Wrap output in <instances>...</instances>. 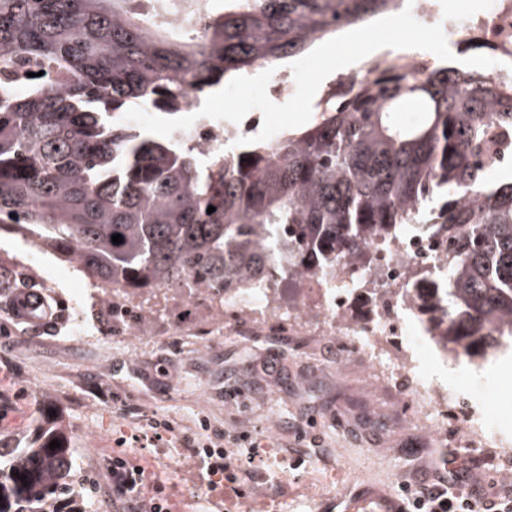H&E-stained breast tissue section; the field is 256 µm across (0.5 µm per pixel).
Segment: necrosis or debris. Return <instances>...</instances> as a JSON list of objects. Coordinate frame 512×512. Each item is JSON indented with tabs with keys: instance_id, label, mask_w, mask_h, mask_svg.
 I'll list each match as a JSON object with an SVG mask.
<instances>
[{
	"instance_id": "necrosis-or-debris-1",
	"label": "necrosis or debris",
	"mask_w": 512,
	"mask_h": 512,
	"mask_svg": "<svg viewBox=\"0 0 512 512\" xmlns=\"http://www.w3.org/2000/svg\"><path fill=\"white\" fill-rule=\"evenodd\" d=\"M412 14L422 24L442 25L455 56L477 50L495 59L492 73L512 87V0H485L479 11L454 15L445 13L439 0H413ZM434 64L433 53L425 50L377 52L365 57L345 82H329L325 90L342 95L349 82L370 80L389 67L423 77ZM200 108V94L189 91L180 110L196 120L189 130L175 131L173 137L201 160L231 151L239 138L261 129L260 111H250L235 124L200 116ZM439 240V235L407 226L390 246L370 244L366 255L343 257L312 273L287 272L276 259L262 280L220 292L187 278L175 286L147 291L119 283L99 288L87 283L66 295L46 274L43 250H29L22 263L67 307L71 336L93 335L95 325L87 316L91 308L129 319L133 336L145 335L148 325L163 321L173 309L187 314L172 325L173 332L183 336H246L251 329L269 326L292 336L335 340L337 360L358 355L372 372L384 370L392 360L406 374L417 355L441 343L448 324L447 308L438 295L447 285L445 251Z\"/></svg>"
}]
</instances>
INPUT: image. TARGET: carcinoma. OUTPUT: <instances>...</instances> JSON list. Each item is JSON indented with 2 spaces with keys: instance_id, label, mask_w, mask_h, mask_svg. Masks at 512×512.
<instances>
[{
  "instance_id": "cac0c4a2",
  "label": "carcinoma",
  "mask_w": 512,
  "mask_h": 512,
  "mask_svg": "<svg viewBox=\"0 0 512 512\" xmlns=\"http://www.w3.org/2000/svg\"><path fill=\"white\" fill-rule=\"evenodd\" d=\"M145 2L0 0V231L75 260L90 282L193 277L224 290L265 277L272 245L301 270L324 268L374 235L438 224L457 240L445 264L446 343L465 342L472 357L512 337V172L493 183L478 160L493 133L512 136V94L493 74L384 72L345 103H318L275 143L205 166L186 145L126 124L125 112L174 115L186 90L302 55L308 38L403 0H224L222 12L205 0L194 37L151 23ZM75 475L60 419H35L22 445L0 436V512H60V501L86 512Z\"/></svg>"
}]
</instances>
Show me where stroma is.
<instances>
[{
  "label": "stroma",
  "mask_w": 512,
  "mask_h": 512,
  "mask_svg": "<svg viewBox=\"0 0 512 512\" xmlns=\"http://www.w3.org/2000/svg\"><path fill=\"white\" fill-rule=\"evenodd\" d=\"M40 323L0 317V433L27 437L39 408L73 430L78 489L89 512H113L107 467L124 454L166 480L173 498H193L194 512H216L196 497L206 473L184 453L182 437L208 430L248 432L266 460L244 487L259 512H345L353 492L398 499L424 461L458 450L480 486L512 482L502 444L472 448L455 412L430 408L421 433L406 425L417 412L415 379H437L459 396L476 395L484 418L512 443V351L493 361L432 352L413 374H369L357 357L321 368L335 355L312 336H271L253 347L222 336L159 330L127 336L122 324L72 340L62 308ZM173 431L159 447L137 434L154 422ZM443 433L444 447L434 445Z\"/></svg>",
  "instance_id": "1"
}]
</instances>
